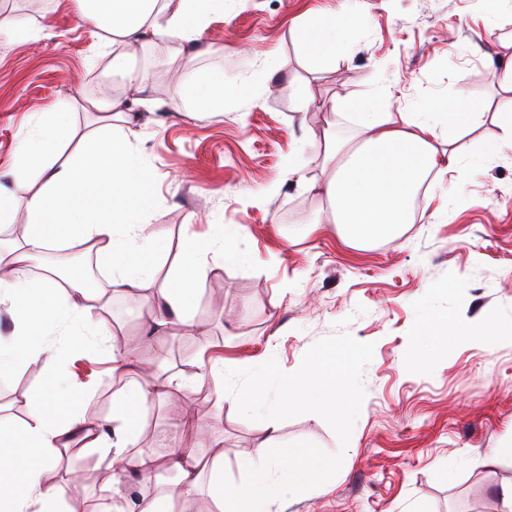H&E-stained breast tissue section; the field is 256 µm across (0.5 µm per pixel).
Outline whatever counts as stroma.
Returning <instances> with one entry per match:
<instances>
[{
    "instance_id": "35a3bbf8",
    "label": "stroma",
    "mask_w": 512,
    "mask_h": 512,
    "mask_svg": "<svg viewBox=\"0 0 512 512\" xmlns=\"http://www.w3.org/2000/svg\"><path fill=\"white\" fill-rule=\"evenodd\" d=\"M333 15L355 20L345 50L309 60L298 26ZM20 21L37 38L13 39ZM152 57L163 68L150 74L140 102L113 82V53L80 21L75 0H0V170L8 171L21 128L39 113L106 93L128 112L125 131L152 168L155 202L144 223L163 228L173 246L157 259L159 276L183 237L210 224L246 252L245 261L211 265L199 286L192 314L203 343L183 329L148 336L144 294H105L102 312L117 337L150 342L148 357L165 359L189 384L180 404H148L138 450L165 458L160 435L185 403L206 457H223L226 483L245 482L234 461L256 454L267 424L238 414L210 359L246 368L273 358L293 372L315 342L345 332L375 345L353 446L340 449L319 415L280 421V446L310 441L343 452L344 461L327 492L284 494L275 512H503L499 491L512 482V461L486 464L480 454L512 437V342L499 336L512 327V149L500 147L492 118L505 99L500 71L512 61V0H230L193 54L173 60L148 45L131 64L144 69ZM265 60L277 70L270 88L242 94ZM178 68L190 79L223 71V111L174 109ZM304 89L336 98L341 111H302ZM387 89L393 112L471 93L480 118L455 142L466 184L451 176L429 182L399 238L353 247L289 176L288 162L322 179L327 121L355 134L352 103ZM451 325L468 340L448 343ZM89 362L84 380L72 361L63 368L89 394L81 411L104 421L125 381L112 375L106 353ZM108 477L97 453H67L50 482L71 512H92Z\"/></svg>"
}]
</instances>
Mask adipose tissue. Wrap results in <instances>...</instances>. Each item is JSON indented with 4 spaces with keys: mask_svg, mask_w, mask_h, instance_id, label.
Masks as SVG:
<instances>
[{
    "mask_svg": "<svg viewBox=\"0 0 512 512\" xmlns=\"http://www.w3.org/2000/svg\"><path fill=\"white\" fill-rule=\"evenodd\" d=\"M76 3L80 20L101 31L103 45L118 47L120 54L146 43L183 54L196 46L213 18L223 15L228 0ZM347 29V24L331 18L318 26H300L298 32L306 53L318 60L335 53ZM224 90L223 72H210L177 80L171 101L196 112H218L224 108ZM387 100L382 94L355 104L358 130L353 137L341 141L335 128L325 131L326 176L304 184L321 202L329 223L354 245L395 239L404 225L412 223L416 196L427 178L461 169L457 151L444 145L442 129L465 128L476 117L473 97L466 92L450 102L435 101L426 112H388ZM86 109L104 113L105 123L84 134L72 161H54L71 135L68 112L40 113L20 133L11 173L16 182L39 183L23 207H16L13 194L0 185V229L15 224L18 211L26 213L22 237L0 247V307L14 323L10 336H0V373L41 362L54 380L53 389L31 395L25 420L0 419V473L13 476L0 489V512H67L48 477L62 453L81 454L91 448L108 459L112 473L104 512H175L176 503L203 484L215 512H271L285 489L324 490L333 464L314 455L304 442L282 449L270 437L265 451L237 457L236 467L250 476L244 485L225 484L223 459H204L195 448H172L163 462L150 454L130 458L148 401L180 391L184 379L177 372L159 381L143 379L145 359L139 347L117 343L97 314L100 289L45 263V256L73 239L91 243L111 270L110 285L132 294L148 291L152 323L163 327L174 319L189 328V310L210 261L240 262L245 254L224 235L195 233L181 244L172 275L157 282L153 257L168 250L170 243L161 231L151 234L152 248L141 243L139 222L154 202L151 171L129 138L115 130V120L123 115L119 102L101 97L88 101ZM37 261L42 268L35 277L31 267ZM63 319L73 323V331L60 347L49 346L46 332ZM97 350L109 351L113 375L127 381L108 425L75 411L80 392L62 370L70 353ZM162 468L175 472V482L157 484L136 510H129L130 472L146 477Z\"/></svg>",
    "mask_w": 512,
    "mask_h": 512,
    "instance_id": "ef3b65f1",
    "label": "adipose tissue"
}]
</instances>
